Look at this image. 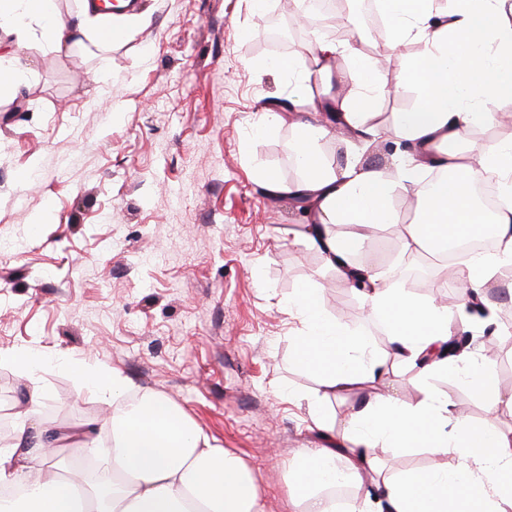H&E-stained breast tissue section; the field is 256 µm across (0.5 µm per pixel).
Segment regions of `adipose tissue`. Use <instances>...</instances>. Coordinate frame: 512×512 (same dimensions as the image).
Instances as JSON below:
<instances>
[{
  "mask_svg": "<svg viewBox=\"0 0 512 512\" xmlns=\"http://www.w3.org/2000/svg\"><path fill=\"white\" fill-rule=\"evenodd\" d=\"M381 5L394 45L416 42L422 54L390 82L376 74L362 52L332 39H315L309 59L284 62L295 88L303 89L311 76L329 79L337 57H348L343 77L348 90L339 100L303 97V109L290 118L266 111V124L291 121L295 135L285 149L300 160L304 174L291 183L271 172L261 179L271 194L303 204L307 241L317 246L327 266L360 287L369 312L386 322L397 359L419 368L426 379L455 368L473 378L492 405L512 408V393L503 394L494 373L470 353L425 361V354L444 352L453 339L447 308L380 286L379 275L362 278L359 267L348 262L352 252L369 243L375 225L392 221V200L399 190L414 195L421 212L406 227L408 246L431 247L490 225L497 255L474 256L460 267V280L473 298H482L501 264L512 261V142L481 148L464 144L475 119L489 122L512 110V0H381ZM32 19L57 43L67 29L102 42L125 31L123 17L87 7L70 23L53 0H0V29L21 32ZM406 87L416 91L420 103L396 113L390 126L398 145L390 155L391 168L398 179L390 178L389 168L356 159L336 166L323 160L319 144L338 126L363 134L364 145H371L376 131L369 117L380 94ZM488 177L501 185L505 203L487 218L473 186ZM333 224H350L354 230L340 238L330 233ZM294 304L310 325L308 335L294 339L297 359L321 371L326 394L376 378L382 360L367 353L362 336L324 319L312 289L298 291ZM68 369L106 398L132 388L126 376L108 366L74 360ZM311 415L329 444L301 452L291 466V483L305 512H334L330 493L337 472L359 479L362 468L375 467L381 448H426L446 460L440 471L414 468L375 480L386 512H448L452 492L478 501L480 512H512V431L471 421L448 399L427 390L416 404L403 406L383 396L352 411L349 428L341 433L319 403H312ZM111 428L110 465L99 470L89 492L72 472L33 464L61 440L60 431L20 428L14 444L0 448V487L27 484L32 492L0 512H265L243 459L212 445L170 399L144 394L138 405L113 414Z\"/></svg>",
  "mask_w": 512,
  "mask_h": 512,
  "instance_id": "obj_1",
  "label": "adipose tissue"
}]
</instances>
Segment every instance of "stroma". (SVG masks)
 Segmentation results:
<instances>
[{
  "label": "stroma",
  "mask_w": 512,
  "mask_h": 512,
  "mask_svg": "<svg viewBox=\"0 0 512 512\" xmlns=\"http://www.w3.org/2000/svg\"><path fill=\"white\" fill-rule=\"evenodd\" d=\"M280 0H137L128 33L95 46L64 39L61 49L19 50L26 80L0 95V351L35 348L45 363L25 375L0 366V384L20 411L43 393L34 420L82 429L111 416L112 401L80 387L71 359L107 365L137 394L174 401L213 444L252 470L266 512H294L289 462L322 443L308 398L319 372L300 364L294 337L308 328L292 305L298 288L321 296L326 319L361 333L384 374L337 395L328 418L344 429L352 407L382 395L417 401L422 389L448 397L467 417L512 428V410L490 411L474 383L456 373L421 383L393 361L391 338L358 292L297 233L299 214L269 196L259 178L301 176L283 145L290 124L261 127L265 107L287 102L278 63L307 56L316 29L288 52L263 43ZM392 223L372 229L355 260L384 285L457 308L448 267L405 243L415 217L395 196ZM491 321L472 347L512 391V367L489 358L497 338L512 355V279L489 295ZM424 448L380 450L381 476L409 467L438 470Z\"/></svg>",
  "instance_id": "35a3bbf8"
}]
</instances>
